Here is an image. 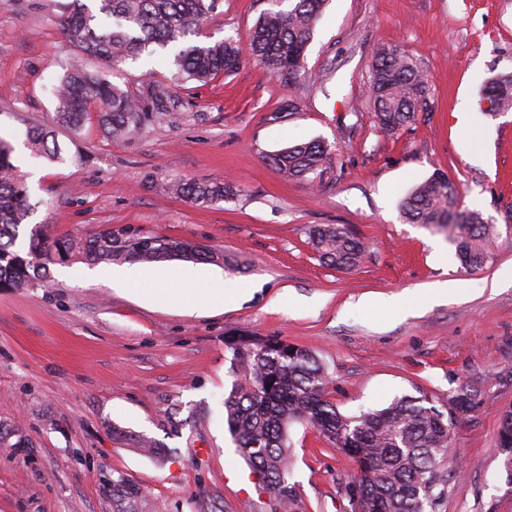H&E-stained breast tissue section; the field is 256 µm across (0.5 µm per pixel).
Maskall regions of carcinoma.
Instances as JSON below:
<instances>
[{"label": "carcinoma", "mask_w": 512, "mask_h": 512, "mask_svg": "<svg viewBox=\"0 0 512 512\" xmlns=\"http://www.w3.org/2000/svg\"><path fill=\"white\" fill-rule=\"evenodd\" d=\"M288 7H282L283 2ZM218 0H70L59 16L65 37L83 55L111 67L158 53L172 54V80L208 82L238 69L248 56L271 73L290 80L300 75L305 52L327 0H271L252 29L247 45L231 36L200 41L201 26ZM428 83L406 52L380 48L372 61L369 97L379 128L395 134L417 120L427 102ZM479 97L497 103L496 112L512 110V75L487 82ZM54 122L77 130L90 114L112 135L140 130L145 104L128 87L106 75L76 65L55 87ZM29 155L49 162L65 161L51 127L29 128L23 141ZM13 146L0 139V289L47 288L48 266L63 260L94 264L152 263L183 257L225 263L220 250L205 249L159 234L118 238L112 229L85 238L48 240L43 227L30 229L28 250L16 249L21 226L36 206L14 164ZM330 148L320 140L295 142L267 157L284 176L309 180L328 161ZM169 194L200 206L236 196L222 182L197 183L175 178ZM399 209L409 224L452 227L462 264L479 269L490 259L488 243L494 226L476 210L460 209L457 184L437 172L410 188ZM313 249L328 265L350 270L361 261L365 246L347 228L335 224L309 229ZM243 373L224 398L231 438L279 506H295L289 483L292 463L290 429L305 424L341 449L355 463L353 486L364 512H426L442 498L446 478L441 462L448 452L450 430L459 413L480 407L465 387L448 394V410L426 395L403 396L388 406L345 415L326 397L330 375L309 350L274 339L241 337L230 346ZM499 453L504 455L506 481L512 483V411L499 416ZM134 447L155 460L166 449L152 438L138 436Z\"/></svg>", "instance_id": "1"}]
</instances>
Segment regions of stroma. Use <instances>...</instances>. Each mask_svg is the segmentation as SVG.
Returning a JSON list of instances; mask_svg holds the SVG:
<instances>
[{"label":"stroma","mask_w":512,"mask_h":512,"mask_svg":"<svg viewBox=\"0 0 512 512\" xmlns=\"http://www.w3.org/2000/svg\"><path fill=\"white\" fill-rule=\"evenodd\" d=\"M61 2L0 0V139L38 204L33 223L54 239L158 233L232 262L145 264L129 291L103 280L109 265L59 262L51 287L0 291V512H272L227 429L231 336L312 351L346 415L421 392L441 405L468 385L481 405L452 426L436 512H512L496 451L498 417L512 410V111L483 118L478 96L512 74V0H329L292 82L249 59L207 83H172L163 60L125 63L114 82L163 91L157 114L131 136L93 120L58 129L66 160L52 164L23 139L52 125L50 88L80 57L58 24ZM269 7L220 0L202 32L246 40ZM381 46L404 50L428 79L427 111L393 136L368 97ZM311 139L331 148L314 180L269 165L268 154ZM436 171L496 227L482 269L461 264L449 230L400 216V198ZM174 177L237 195L198 206L164 193ZM316 224L346 226L367 246L363 261L323 264L308 242ZM161 268L184 300L219 291L227 306L187 315L156 301ZM444 282L447 293H430ZM132 435L168 448L165 462ZM291 439L295 512H353L350 457L299 424ZM120 476L134 500L113 486Z\"/></svg>","instance_id":"1"}]
</instances>
